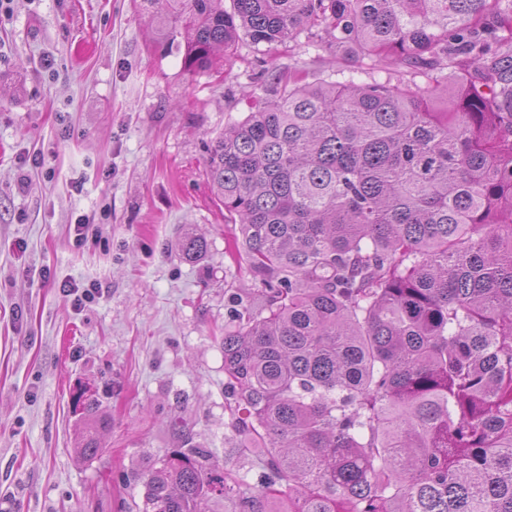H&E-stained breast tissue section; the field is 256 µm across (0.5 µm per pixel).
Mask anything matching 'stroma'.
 Instances as JSON below:
<instances>
[{
	"instance_id": "35a3bbf8",
	"label": "stroma",
	"mask_w": 512,
	"mask_h": 512,
	"mask_svg": "<svg viewBox=\"0 0 512 512\" xmlns=\"http://www.w3.org/2000/svg\"><path fill=\"white\" fill-rule=\"evenodd\" d=\"M136 0H13L0 16V512H141L138 481L184 438L258 486L224 373L225 328L261 285L204 176L205 144L243 119L262 69L398 83L392 64L236 47L231 74H189L151 47ZM85 216L96 235L76 245ZM208 251L183 259L185 231ZM96 283L73 307L61 284ZM109 419L78 453L83 410Z\"/></svg>"
}]
</instances>
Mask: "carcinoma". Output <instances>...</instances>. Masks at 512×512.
I'll return each mask as SVG.
<instances>
[{"instance_id":"obj_1","label":"carcinoma","mask_w":512,"mask_h":512,"mask_svg":"<svg viewBox=\"0 0 512 512\" xmlns=\"http://www.w3.org/2000/svg\"><path fill=\"white\" fill-rule=\"evenodd\" d=\"M154 46L207 71L304 34L427 86L263 71L204 174L264 287L224 333L235 427L273 478L207 451L140 476L143 512H512V0H142ZM452 79L453 89L442 84ZM447 91L451 108L428 101ZM208 244L190 233L183 255ZM81 453L105 415L84 407Z\"/></svg>"}]
</instances>
